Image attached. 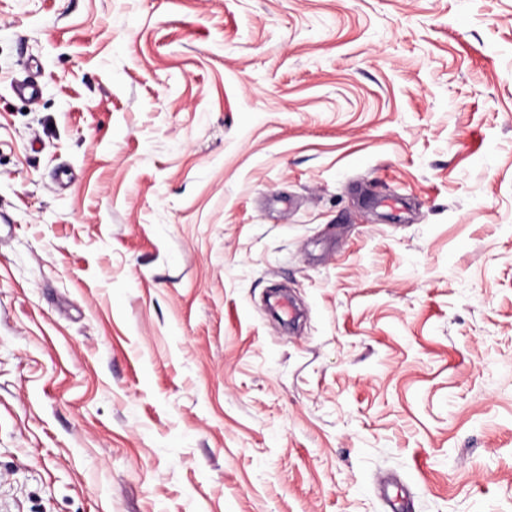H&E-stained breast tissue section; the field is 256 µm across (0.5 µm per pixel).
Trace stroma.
<instances>
[{
	"mask_svg": "<svg viewBox=\"0 0 512 512\" xmlns=\"http://www.w3.org/2000/svg\"><path fill=\"white\" fill-rule=\"evenodd\" d=\"M396 491L512 512V0H0V512Z\"/></svg>",
	"mask_w": 512,
	"mask_h": 512,
	"instance_id": "obj_1",
	"label": "stroma"
}]
</instances>
